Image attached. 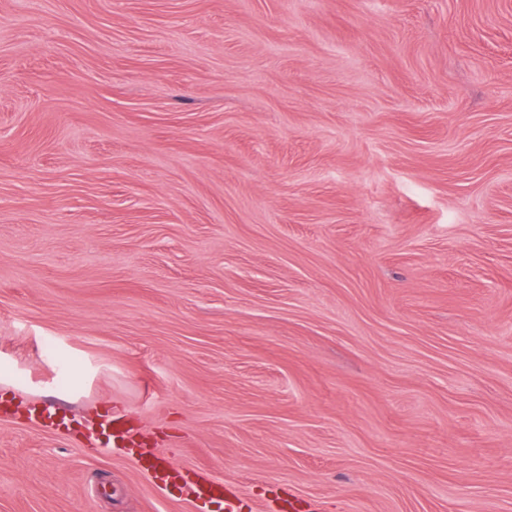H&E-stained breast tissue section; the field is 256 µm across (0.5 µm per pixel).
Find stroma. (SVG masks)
Returning a JSON list of instances; mask_svg holds the SVG:
<instances>
[{
	"mask_svg": "<svg viewBox=\"0 0 512 512\" xmlns=\"http://www.w3.org/2000/svg\"><path fill=\"white\" fill-rule=\"evenodd\" d=\"M55 351L43 353L45 343ZM0 512H512V0H0ZM155 466L162 470L164 477L168 479H179L184 484L178 471L171 468L162 456H156ZM184 497L188 502L200 500H224L225 510L228 512L236 511L234 506V497L228 493L224 494V482L213 477L209 470H199L196 472L195 479L184 484Z\"/></svg>",
	"mask_w": 512,
	"mask_h": 512,
	"instance_id": "1",
	"label": "stroma"
}]
</instances>
